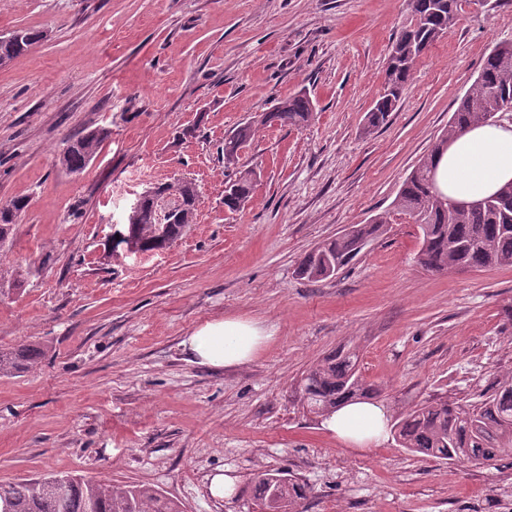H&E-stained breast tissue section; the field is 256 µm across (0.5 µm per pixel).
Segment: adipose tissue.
Segmentation results:
<instances>
[{
    "label": "adipose tissue",
    "instance_id": "1",
    "mask_svg": "<svg viewBox=\"0 0 512 512\" xmlns=\"http://www.w3.org/2000/svg\"><path fill=\"white\" fill-rule=\"evenodd\" d=\"M437 185L448 198L475 202L512 182V124H485L451 140L437 160ZM273 326L229 316L205 323L182 346L201 366L237 367L256 360L275 339ZM323 429L359 450L377 447L392 431L391 412L379 400L350 402L324 416Z\"/></svg>",
    "mask_w": 512,
    "mask_h": 512
}]
</instances>
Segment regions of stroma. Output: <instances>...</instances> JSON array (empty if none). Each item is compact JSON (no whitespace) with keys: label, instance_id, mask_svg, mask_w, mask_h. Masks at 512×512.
<instances>
[{"label":"stroma","instance_id":"stroma-1","mask_svg":"<svg viewBox=\"0 0 512 512\" xmlns=\"http://www.w3.org/2000/svg\"><path fill=\"white\" fill-rule=\"evenodd\" d=\"M410 19L408 0H0V32L45 34L0 67V203L29 200L0 249V349L49 347L0 377V483L72 474L151 486L182 512H248L254 474L286 469L309 487L299 512H495L512 460L448 465L391 438L351 449L300 402L306 371L343 345L395 418L512 371V267L425 270L418 226L392 211L488 48L512 39V0H459L388 125L363 135ZM302 89L314 121L255 137L240 164L261 177L226 211L225 135ZM103 127L69 172L67 140ZM182 178L199 191L186 233L110 252L138 196ZM388 211L353 265L296 275L318 243ZM227 316L276 338L245 366L191 362L182 340ZM221 471L232 498L208 491Z\"/></svg>","mask_w":512,"mask_h":512}]
</instances>
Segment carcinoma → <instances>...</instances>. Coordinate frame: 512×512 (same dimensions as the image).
I'll use <instances>...</instances> for the list:
<instances>
[{
	"mask_svg": "<svg viewBox=\"0 0 512 512\" xmlns=\"http://www.w3.org/2000/svg\"><path fill=\"white\" fill-rule=\"evenodd\" d=\"M412 20L392 43L384 74V93L367 113L362 133L370 136L387 124L413 76L415 62L454 24L457 0H409ZM24 40L0 45V53L17 58L44 38L26 29ZM315 105L305 90L279 100L269 110L240 124L224 137V168L231 171L224 191V207L238 211L251 198L254 180L239 167L241 152L264 128L273 125L301 128L314 118ZM512 112V41L494 44L483 58L477 78L457 99L441 141H450L471 127ZM108 131L100 129L71 139L62 162L72 173L81 172L95 156ZM438 144L414 166L404 180L394 209L417 224L418 261L432 272L512 267V183L496 195L467 209L439 203L433 174ZM153 192L184 200L168 223L166 235L157 233V212L143 203L128 235L147 252L169 246L193 223L196 195L181 182L163 183ZM28 205L24 198L0 209V244L11 235L16 213ZM388 218L378 214L367 224H355L315 247L297 268L309 280L338 274L385 232ZM46 348L22 344L0 350V376L31 370L42 363ZM380 390L359 374L358 354L343 345L306 374L300 401L314 414H324L353 399L375 400ZM393 431L400 445L412 453L453 463L493 465L512 458V377L468 399L433 397L400 418ZM251 512H298L307 488L280 471H261L252 478ZM0 512H180L179 504L160 491L140 485L117 487L103 480L55 474L0 483Z\"/></svg>",
	"mask_w": 512,
	"mask_h": 512,
	"instance_id": "cac0c4a2",
	"label": "carcinoma"
}]
</instances>
